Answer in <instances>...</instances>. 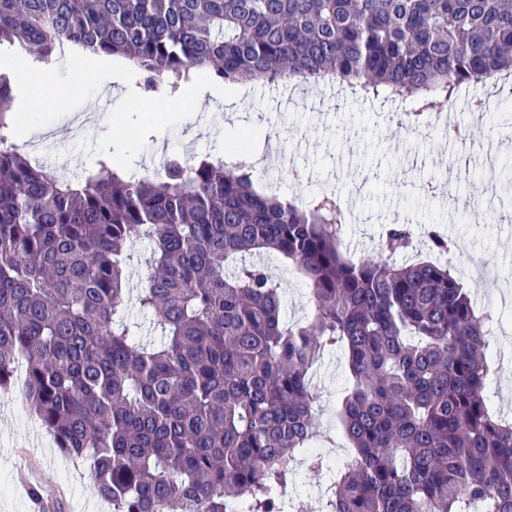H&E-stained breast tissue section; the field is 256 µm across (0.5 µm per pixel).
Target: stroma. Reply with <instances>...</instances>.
I'll use <instances>...</instances> for the list:
<instances>
[{
  "label": "stroma",
  "mask_w": 512,
  "mask_h": 512,
  "mask_svg": "<svg viewBox=\"0 0 512 512\" xmlns=\"http://www.w3.org/2000/svg\"><path fill=\"white\" fill-rule=\"evenodd\" d=\"M135 74L124 68L119 82L100 89L83 83L62 105L43 110L40 128L20 148L29 159L75 177L87 175L115 146H131L129 163L154 168L175 157L195 163L220 156L241 132L251 145L244 159L261 186L285 199L304 202L327 190L341 198L347 215L341 249L355 258L379 257L390 224L405 222L416 231L437 226L452 240V264L476 307L496 319L490 353L497 370L487 384L496 413L512 418V180L482 178L486 150L500 162L512 161V76L503 74L482 86L459 90L452 112L466 137L452 141L427 130L414 134L398 101L362 99L330 84L285 87L245 84L232 103L216 100L209 108L187 105L176 122L150 111L134 87ZM481 98L484 110L471 111ZM123 101L120 127L75 128L74 114L100 112L103 103ZM302 179H294V170ZM261 263L283 287L286 322H305L312 305L293 267L274 254ZM320 394L316 422L336 460L344 439L337 408L346 386L343 349L325 352L315 367ZM0 394V512H42L33 488L58 500L63 512H112L96 493L86 463L65 456L31 416L18 384Z\"/></svg>",
  "instance_id": "obj_1"
}]
</instances>
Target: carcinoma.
Segmentation results:
<instances>
[{"instance_id": "cac0c4a2", "label": "carcinoma", "mask_w": 512, "mask_h": 512, "mask_svg": "<svg viewBox=\"0 0 512 512\" xmlns=\"http://www.w3.org/2000/svg\"><path fill=\"white\" fill-rule=\"evenodd\" d=\"M7 44L122 57L155 103L202 72L229 89L330 82L409 104L420 128L512 71V0H0ZM14 100L0 74V392L24 361L32 415L113 512H313L289 463L327 469L309 373L334 346L351 453L321 512H512V421L486 395L494 318L450 266L396 260L411 225L354 260L337 195L299 206L211 156L139 179L104 158L73 181L19 153ZM135 239L152 244L136 301L155 346L125 317ZM262 252L303 277L305 323L284 322L281 283L245 263Z\"/></svg>"}]
</instances>
